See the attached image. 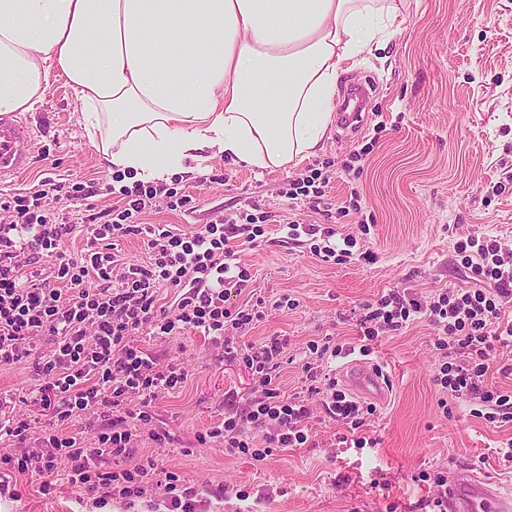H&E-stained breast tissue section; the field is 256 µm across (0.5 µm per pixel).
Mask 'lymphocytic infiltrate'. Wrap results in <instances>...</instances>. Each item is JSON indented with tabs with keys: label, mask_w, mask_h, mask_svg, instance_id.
I'll use <instances>...</instances> for the list:
<instances>
[{
	"label": "lymphocytic infiltrate",
	"mask_w": 512,
	"mask_h": 512,
	"mask_svg": "<svg viewBox=\"0 0 512 512\" xmlns=\"http://www.w3.org/2000/svg\"><path fill=\"white\" fill-rule=\"evenodd\" d=\"M123 205L111 219L93 225L80 257L67 255L63 243L71 227L55 224L26 208L0 221V367L33 361L40 377L38 392L54 406V426L34 431L17 414L0 422V439L16 445L0 454V497L11 494V478L38 475L42 492L51 478L64 472L68 482L108 504L106 489L118 488L123 498H141L158 470L152 458L137 455L135 422L150 421V406L159 396L181 390L189 376L182 364H160L141 344L142 336H174L195 329L223 348L227 358H243L258 379L261 397L250 400L222 423L207 430L224 443L228 454H244L262 440L268 448H294L308 440L313 410L306 399H283L276 379L285 345L270 338L244 346L240 337L265 316L264 300L235 309L226 307L229 289L245 288L248 270L236 263L238 242L256 246L268 214L247 215L245 223L228 220L176 233L164 224H141L139 214L165 202L169 210L186 206L189 195L177 188L136 184L125 190ZM141 237L147 251L143 263L119 261L116 242ZM478 277L474 288H451L436 301L421 302L396 293L363 306L358 320L360 339L371 342L380 333L400 330L410 316H424L442 331L438 349L454 350L457 359L443 363L437 384L450 396L472 399L512 418V390L486 381L496 346H512V249L492 235L466 236L455 244ZM52 259L49 271L37 268L40 258ZM97 287H89V279ZM176 289L171 307L158 306L161 286ZM50 342L37 353V341ZM303 371L309 393L321 396L330 417L351 430L364 424L371 405L336 387L334 378L307 362ZM79 420L81 430L65 434L64 425ZM93 432L96 447L83 435Z\"/></svg>",
	"instance_id": "lymphocytic-infiltrate-1"
}]
</instances>
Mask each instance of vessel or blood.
Segmentation results:
<instances>
[{"mask_svg": "<svg viewBox=\"0 0 512 512\" xmlns=\"http://www.w3.org/2000/svg\"><path fill=\"white\" fill-rule=\"evenodd\" d=\"M367 91L348 96L339 106L344 130L361 128ZM33 131L16 113H0V183L13 179L25 169L26 145L32 144ZM341 377L356 396L385 401L389 390L385 376L375 363L351 359L342 366ZM448 512H512V487L493 480L470 465H458L448 472Z\"/></svg>", "mask_w": 512, "mask_h": 512, "instance_id": "obj_1", "label": "vessel or blood"}]
</instances>
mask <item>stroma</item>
Instances as JSON below:
<instances>
[{
	"mask_svg": "<svg viewBox=\"0 0 512 512\" xmlns=\"http://www.w3.org/2000/svg\"><path fill=\"white\" fill-rule=\"evenodd\" d=\"M400 18L378 57L338 82L340 98L372 87L358 135L331 127L316 154L286 170H260L220 155L191 164L174 177L191 196V210L162 205L139 217L178 233L223 217L270 213L258 245L236 254L251 280L229 305L265 301V318L244 341L287 340L277 380L285 398L308 386L302 365L312 343L359 347L364 303L392 292L429 301L445 289L474 286V273L454 250L461 237L488 234L512 246V0H401ZM79 118L72 89L64 79L52 80L26 115L37 133L28 169L0 183V199L10 201L31 197L47 180L61 185L41 208L72 226L65 248L74 257L90 225L121 205V188L135 182L132 173L109 168ZM311 169L329 181L323 198L289 199L290 180ZM293 220L351 238L352 257L322 261L311 253L309 236H289L286 224ZM367 250L377 257L370 265L358 259ZM285 297L297 307L282 306ZM437 337L422 318L371 342L368 357L383 365L390 393L359 430L369 439L364 447L348 442V426L314 396L307 443L259 462L228 455L222 441L197 440L222 422L232 402L256 396L258 384L242 359L225 358L194 330L144 338L160 362L184 363L189 377L152 407V425L167 431L166 442L143 440L138 454L195 489L203 512H432L433 478L454 460L512 483V461L498 453L512 440V422L473 416L472 403L449 398L435 380L443 362ZM37 384L32 363L0 368V392L41 426L52 409ZM40 486L38 477L18 476V496L0 499V512H156L165 498L152 482L135 507L116 496L98 511L66 481L48 495Z\"/></svg>",
	"mask_w": 512,
	"mask_h": 512,
	"instance_id": "35a3bbf8",
	"label": "stroma"
}]
</instances>
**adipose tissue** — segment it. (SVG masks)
I'll list each match as a JSON object with an SVG mask.
<instances>
[{
	"mask_svg": "<svg viewBox=\"0 0 512 512\" xmlns=\"http://www.w3.org/2000/svg\"><path fill=\"white\" fill-rule=\"evenodd\" d=\"M399 15L398 0H0V112L34 111L60 76L105 161L137 179L207 152L285 169Z\"/></svg>",
	"mask_w": 512,
	"mask_h": 512,
	"instance_id": "1",
	"label": "adipose tissue"
}]
</instances>
